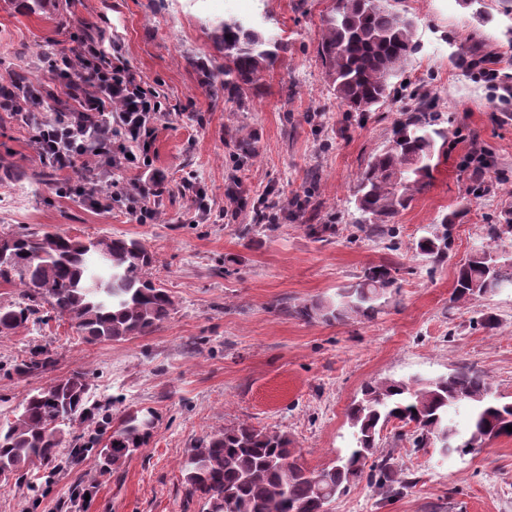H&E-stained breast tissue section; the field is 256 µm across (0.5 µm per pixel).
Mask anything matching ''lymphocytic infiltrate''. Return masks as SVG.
Instances as JSON below:
<instances>
[{
    "label": "lymphocytic infiltrate",
    "mask_w": 512,
    "mask_h": 512,
    "mask_svg": "<svg viewBox=\"0 0 512 512\" xmlns=\"http://www.w3.org/2000/svg\"><path fill=\"white\" fill-rule=\"evenodd\" d=\"M49 71L47 84L14 72L0 80V112L32 130L43 168L67 171L89 158L76 180L59 186L61 196L97 211L123 207L141 223L153 219L156 184L137 183L115 193L103 191L101 184L113 171L135 166L139 155L148 154L160 103L135 72L108 59L101 43L83 37L60 50ZM116 99L123 102V111H113Z\"/></svg>",
    "instance_id": "obj_1"
}]
</instances>
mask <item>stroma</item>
<instances>
[{
  "instance_id": "35a3bbf8",
  "label": "stroma",
  "mask_w": 512,
  "mask_h": 512,
  "mask_svg": "<svg viewBox=\"0 0 512 512\" xmlns=\"http://www.w3.org/2000/svg\"><path fill=\"white\" fill-rule=\"evenodd\" d=\"M332 0H0V66L46 75L42 45L97 30L108 55L156 92L147 165L112 175L115 188L159 178L158 216L141 224L124 209L95 211L59 196L40 166L30 131L0 118V236L59 232L82 240L125 236L156 255L151 276L175 306L153 332L120 342H84L69 319L42 308L40 331L0 337V361L21 357L29 339L55 359L53 372L0 371V415L53 379L85 373L90 402H111L113 418L150 407L148 443L116 471L83 460L67 472L40 468L0 484V512H202L186 495L181 462L197 440L245 421L288 435L308 469L331 465L351 436L346 412L374 379L436 377L461 366L483 373L512 402V288L455 302L457 264L485 241V228L512 206V103L481 68L461 62L492 56L512 74V13L499 0H399L420 51L391 80V95L366 117L349 114L317 53ZM278 33L288 52L258 94L228 101L205 86L202 66L222 61L212 26L225 16ZM429 93L450 133L432 185L396 219L400 249L353 234L357 174L412 111L402 90ZM492 159L476 194L465 160L472 145ZM204 190L210 209L194 202ZM278 204L279 224L250 232L256 208ZM467 207L445 260L418 256L427 225ZM335 224L321 239L315 224ZM392 261L399 291L372 319L304 320L294 306L334 295L367 266ZM496 326H481L483 317ZM398 424L380 449L400 469L395 495L351 487L330 512H512V438L479 452L443 456L414 450Z\"/></svg>"
}]
</instances>
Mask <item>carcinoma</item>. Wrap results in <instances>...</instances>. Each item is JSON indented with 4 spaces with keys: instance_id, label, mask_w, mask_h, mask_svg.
<instances>
[{
    "instance_id": "obj_1",
    "label": "carcinoma",
    "mask_w": 512,
    "mask_h": 512,
    "mask_svg": "<svg viewBox=\"0 0 512 512\" xmlns=\"http://www.w3.org/2000/svg\"><path fill=\"white\" fill-rule=\"evenodd\" d=\"M213 39L224 49V63L205 72V84L224 88L230 98L243 99L259 88L262 75L273 69L288 50L283 39L229 16L213 27ZM414 24L390 0H333L323 18L318 54L327 80L350 112L363 115L391 94L390 80L417 53ZM428 94L419 96L418 112L395 124L387 145L356 179L355 204L360 229L370 236L409 207L415 195L434 178L440 153L448 144V128L430 112ZM467 209L441 218L415 244L418 254L438 262L448 255L452 238L448 226L460 222ZM512 228V208L487 228V245L459 264L454 300L470 301L486 289L512 287V262L495 269L487 256L495 247L500 227ZM13 248L0 257V284L19 290L20 300L0 304V335L7 336L47 304L74 322L87 342H119L143 336L170 316L175 302L168 289L152 279L154 254L140 241L100 237L87 241L44 232L13 234ZM393 265L364 269L359 280L340 288L327 300L304 304L295 313L304 319L340 321L372 318L397 290ZM54 360L31 351L14 360L21 376L47 372ZM89 384L75 373L26 394L12 417L0 422V468L21 476L51 463H62L66 428L88 418ZM465 408L462 427L450 411ZM155 417L149 408L127 412L117 426L103 415L98 431L105 437L97 463L116 471L150 433L144 422ZM352 442L348 452L329 467L309 470L298 462L292 441L276 430L258 429L247 422L211 433L190 448L182 464L188 493L204 502L206 512H329L337 494L363 480L380 489L398 481L390 459L373 463L382 428L391 421L413 425L412 446L425 447L428 438L451 456L472 453L487 440L512 437V403L500 400L481 373L460 367L432 379L369 382L349 408Z\"/></svg>"
}]
</instances>
